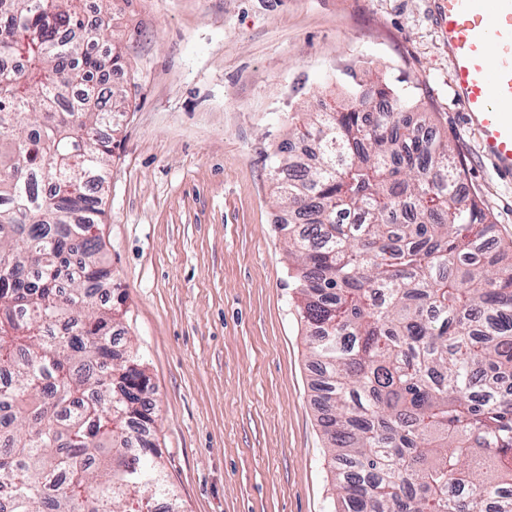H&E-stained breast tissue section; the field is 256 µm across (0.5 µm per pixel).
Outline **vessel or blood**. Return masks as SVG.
<instances>
[{
	"mask_svg": "<svg viewBox=\"0 0 512 512\" xmlns=\"http://www.w3.org/2000/svg\"><path fill=\"white\" fill-rule=\"evenodd\" d=\"M451 83L482 156L512 180V0H437Z\"/></svg>",
	"mask_w": 512,
	"mask_h": 512,
	"instance_id": "b4317fda",
	"label": "vessel or blood"
}]
</instances>
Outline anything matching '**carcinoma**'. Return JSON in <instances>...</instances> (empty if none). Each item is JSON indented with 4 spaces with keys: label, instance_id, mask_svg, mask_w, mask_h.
<instances>
[{
    "label": "carcinoma",
    "instance_id": "obj_1",
    "mask_svg": "<svg viewBox=\"0 0 512 512\" xmlns=\"http://www.w3.org/2000/svg\"><path fill=\"white\" fill-rule=\"evenodd\" d=\"M81 0H0V512H168L138 352L94 228L126 94L89 85ZM96 36L124 55L105 0ZM316 112L276 153L339 509L512 512V244L401 90Z\"/></svg>",
    "mask_w": 512,
    "mask_h": 512
}]
</instances>
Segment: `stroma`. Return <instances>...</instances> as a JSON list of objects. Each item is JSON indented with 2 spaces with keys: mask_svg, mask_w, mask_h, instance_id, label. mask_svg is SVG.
Returning a JSON list of instances; mask_svg holds the SVG:
<instances>
[{
  "mask_svg": "<svg viewBox=\"0 0 512 512\" xmlns=\"http://www.w3.org/2000/svg\"><path fill=\"white\" fill-rule=\"evenodd\" d=\"M434 0H114L126 112L96 233L144 360L155 440L184 512H329L315 370L295 306L272 156L303 113L400 83L456 145L512 241V183L481 157Z\"/></svg>",
  "mask_w": 512,
  "mask_h": 512,
  "instance_id": "stroma-1",
  "label": "stroma"
}]
</instances>
